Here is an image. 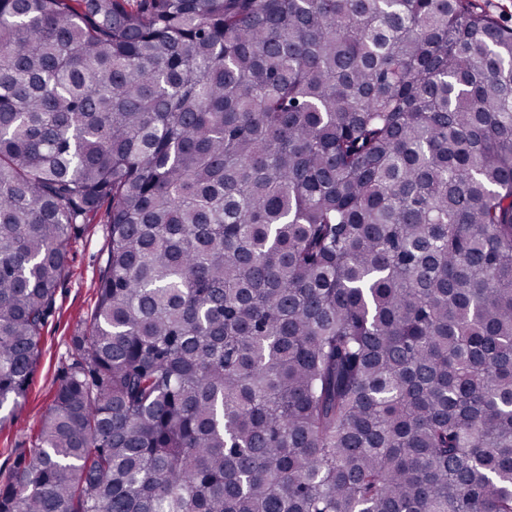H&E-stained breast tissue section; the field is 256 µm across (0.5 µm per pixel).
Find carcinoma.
<instances>
[{
    "instance_id": "carcinoma-1",
    "label": "carcinoma",
    "mask_w": 512,
    "mask_h": 512,
    "mask_svg": "<svg viewBox=\"0 0 512 512\" xmlns=\"http://www.w3.org/2000/svg\"><path fill=\"white\" fill-rule=\"evenodd\" d=\"M106 201L0 512H512V28L0 0V410ZM109 209L105 203L92 223L82 224L71 237L67 274L42 330V350L27 395L13 411L9 407L0 413L5 418L0 422V484L11 480L17 457L38 443L39 420L53 404L60 379L71 363L72 340L87 336L109 246Z\"/></svg>"
}]
</instances>
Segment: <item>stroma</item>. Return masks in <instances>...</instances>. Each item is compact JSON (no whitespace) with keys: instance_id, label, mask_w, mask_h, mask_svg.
Returning a JSON list of instances; mask_svg holds the SVG:
<instances>
[{"instance_id":"obj_1","label":"stroma","mask_w":512,"mask_h":512,"mask_svg":"<svg viewBox=\"0 0 512 512\" xmlns=\"http://www.w3.org/2000/svg\"><path fill=\"white\" fill-rule=\"evenodd\" d=\"M109 239L110 226L101 212L68 243L67 274L42 330V350L27 395L15 408L0 411V484L11 480L17 457L35 448L40 417L51 407L71 362L72 340L88 333Z\"/></svg>"}]
</instances>
